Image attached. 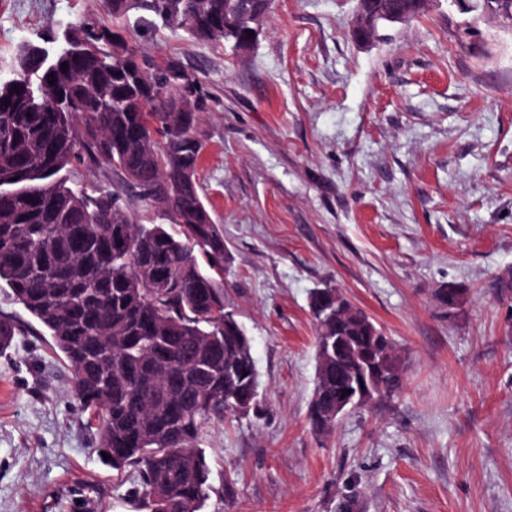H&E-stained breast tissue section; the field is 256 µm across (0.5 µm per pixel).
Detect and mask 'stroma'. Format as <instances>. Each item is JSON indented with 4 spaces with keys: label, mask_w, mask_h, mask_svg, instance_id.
Masks as SVG:
<instances>
[{
    "label": "stroma",
    "mask_w": 512,
    "mask_h": 512,
    "mask_svg": "<svg viewBox=\"0 0 512 512\" xmlns=\"http://www.w3.org/2000/svg\"><path fill=\"white\" fill-rule=\"evenodd\" d=\"M356 9L272 0L240 53L108 0H0V75L85 21L198 83L197 182L261 383L258 412L202 427V512H336L351 490L361 512H512V32L434 0L362 45ZM71 179L166 221L109 166ZM327 285L392 336L406 384L321 438L309 299ZM448 286L464 291L451 317ZM135 480L99 460L46 329L18 337L0 356V512H146Z\"/></svg>",
    "instance_id": "stroma-1"
}]
</instances>
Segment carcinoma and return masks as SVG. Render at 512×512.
<instances>
[{"label":"carcinoma","instance_id":"1","mask_svg":"<svg viewBox=\"0 0 512 512\" xmlns=\"http://www.w3.org/2000/svg\"><path fill=\"white\" fill-rule=\"evenodd\" d=\"M268 2L110 5L119 18L138 9L144 23L235 46ZM136 55L111 29L79 24L48 47H21L0 78V282L49 331L105 465L137 473L132 496L150 512H202L213 491L202 424L253 403L258 374L250 336L224 318V235L196 179V82L171 59L151 62L138 85L127 75ZM86 158L121 170L179 231L136 223L115 192L70 186ZM309 308L316 356L331 354L316 369L309 421L327 435L331 408L359 380L381 397L402 389L401 359L347 298ZM23 335L0 318V354Z\"/></svg>","mask_w":512,"mask_h":512}]
</instances>
